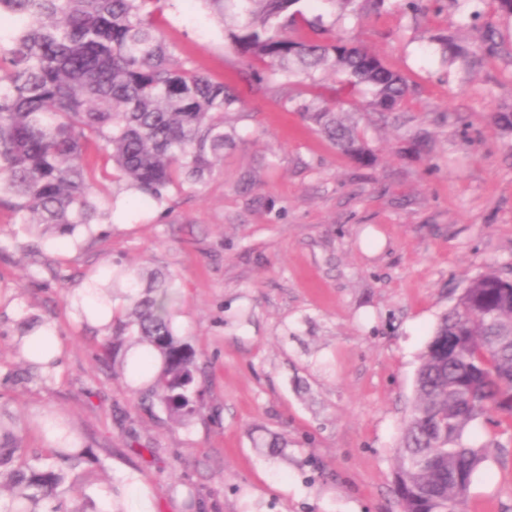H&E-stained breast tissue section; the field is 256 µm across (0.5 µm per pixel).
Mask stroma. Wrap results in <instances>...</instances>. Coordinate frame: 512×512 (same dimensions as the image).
<instances>
[{"label": "stroma", "mask_w": 512, "mask_h": 512, "mask_svg": "<svg viewBox=\"0 0 512 512\" xmlns=\"http://www.w3.org/2000/svg\"><path fill=\"white\" fill-rule=\"evenodd\" d=\"M406 2L306 11L416 86L402 112L433 134L420 157L405 129L375 122L367 90L337 103L377 156L362 168L275 91L242 81L244 62L198 0H167L161 27L178 58L236 86L226 120L237 139L205 182L172 187L160 205L120 194L90 235L43 237L0 208V376L26 369L24 318L51 319L59 340L45 379L7 388L24 447H48L43 414L62 412L125 512H186L178 481L199 489L206 512H399L397 446L419 356L470 279H512V130L495 120L512 113V16L492 0H431L420 16ZM488 24L502 52L473 69L443 59L438 38L475 50ZM47 264L64 280L17 290L23 270ZM118 264L175 277L179 331L208 367L217 420L177 426L133 409L126 377L104 366L107 316L67 298ZM269 434L287 438V455L256 448ZM470 436L487 460L468 512H512V428L483 420Z\"/></svg>", "instance_id": "stroma-1"}]
</instances>
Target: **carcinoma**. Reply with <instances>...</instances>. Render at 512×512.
Masks as SVG:
<instances>
[{"mask_svg": "<svg viewBox=\"0 0 512 512\" xmlns=\"http://www.w3.org/2000/svg\"><path fill=\"white\" fill-rule=\"evenodd\" d=\"M244 19L222 32L247 62V82L270 81L294 110L359 166L374 165L357 128L321 98H310L316 76H342L339 93L364 86L379 119H397L414 84L376 54L325 36L305 17L306 0H198L219 22L235 2ZM161 0H0V206L23 224L60 238L108 218L110 186L158 204L180 182L196 184L213 171L235 133L224 114L234 89L180 62L157 25ZM308 28L303 35L300 30ZM91 293L120 300L104 348L112 371L149 372L132 388L134 406L161 410L186 425L203 415L207 375L193 344L176 327L175 278L122 265ZM19 336L46 354L57 336L52 322L29 316ZM512 428V280L490 270L470 279L442 314L420 357L415 395L402 428L394 490L399 512L464 509L484 446L466 437L489 410ZM54 446L29 451L16 417L0 404V512H97L99 463L52 418Z\"/></svg>", "mask_w": 512, "mask_h": 512, "instance_id": "carcinoma-1", "label": "carcinoma"}]
</instances>
